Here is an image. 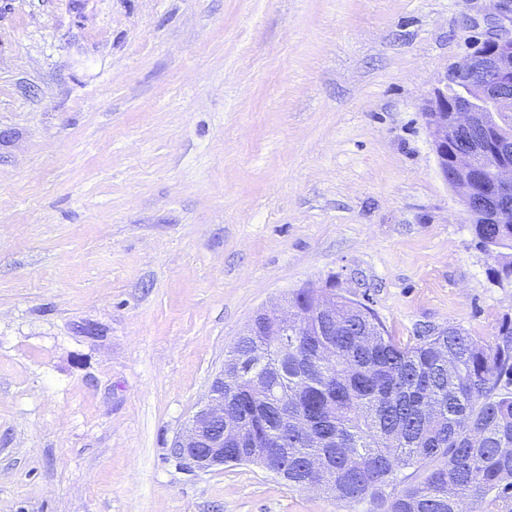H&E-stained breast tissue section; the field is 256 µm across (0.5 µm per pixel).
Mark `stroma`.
Listing matches in <instances>:
<instances>
[{
  "mask_svg": "<svg viewBox=\"0 0 512 512\" xmlns=\"http://www.w3.org/2000/svg\"><path fill=\"white\" fill-rule=\"evenodd\" d=\"M494 33L489 0H0V512H349L170 448L302 286L405 343L512 330L421 116Z\"/></svg>",
  "mask_w": 512,
  "mask_h": 512,
  "instance_id": "35a3bbf8",
  "label": "stroma"
}]
</instances>
